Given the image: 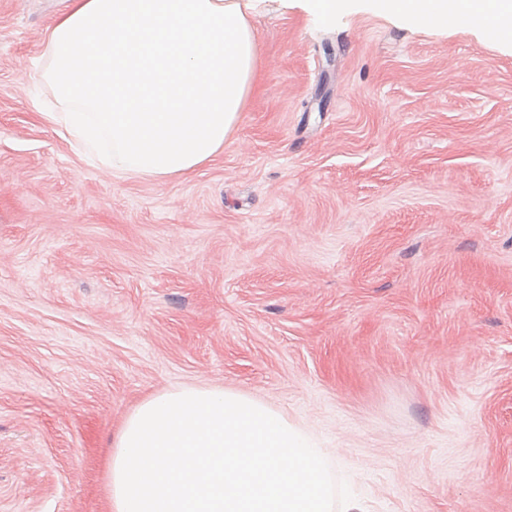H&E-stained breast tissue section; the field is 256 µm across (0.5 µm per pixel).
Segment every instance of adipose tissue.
<instances>
[{"mask_svg":"<svg viewBox=\"0 0 512 512\" xmlns=\"http://www.w3.org/2000/svg\"><path fill=\"white\" fill-rule=\"evenodd\" d=\"M420 26L464 19L512 41V0H372ZM251 0H70L47 34L39 106L121 176L187 174L223 150L255 85Z\"/></svg>","mask_w":512,"mask_h":512,"instance_id":"obj_1","label":"adipose tissue"}]
</instances>
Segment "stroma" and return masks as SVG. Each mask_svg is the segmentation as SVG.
Masks as SVG:
<instances>
[{"instance_id": "1", "label": "stroma", "mask_w": 512, "mask_h": 512, "mask_svg": "<svg viewBox=\"0 0 512 512\" xmlns=\"http://www.w3.org/2000/svg\"><path fill=\"white\" fill-rule=\"evenodd\" d=\"M68 0H0V512H111L127 416L248 393L366 512H512V44L255 0L258 87L187 177L38 117Z\"/></svg>"}]
</instances>
